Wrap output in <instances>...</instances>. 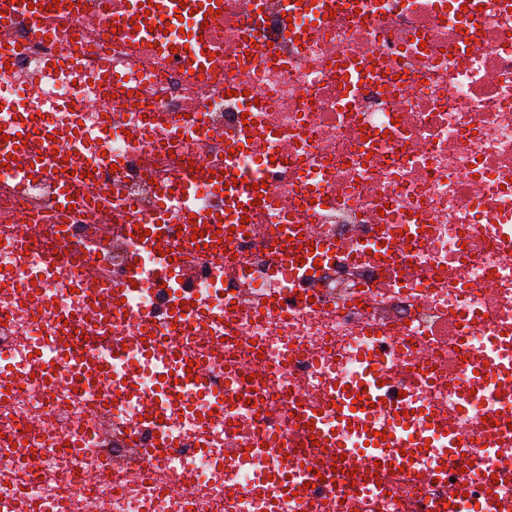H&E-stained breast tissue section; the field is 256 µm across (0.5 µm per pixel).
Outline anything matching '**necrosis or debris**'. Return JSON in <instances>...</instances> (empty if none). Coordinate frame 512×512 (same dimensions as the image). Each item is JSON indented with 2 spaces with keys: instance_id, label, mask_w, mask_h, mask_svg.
<instances>
[{
  "instance_id": "obj_1",
  "label": "necrosis or debris",
  "mask_w": 512,
  "mask_h": 512,
  "mask_svg": "<svg viewBox=\"0 0 512 512\" xmlns=\"http://www.w3.org/2000/svg\"><path fill=\"white\" fill-rule=\"evenodd\" d=\"M127 3L79 0L0 27V45L28 44L0 66V128L76 127L88 172L74 186L82 208L59 225L57 178L20 187L0 170V364L12 369L0 447L33 456L0 468V512H269L251 487L280 453L326 462L296 409L320 412L359 447L357 426L323 398L348 396L368 370L403 413L377 412V427L409 442L440 414L453 439H427L395 475L361 456L337 463L308 501L283 497L278 512H432L453 481L511 470L512 428L500 416L512 412L501 389L512 378V0H224L203 34L201 72L160 46L179 19L165 18L153 45L113 32ZM217 169L260 176L264 200L241 212L213 181ZM186 173L197 180L190 193ZM114 181L121 196L97 206ZM162 185L171 252L190 208L223 212L233 242L223 259L197 255L189 273L164 279L157 256L143 255L126 310L98 325L78 279L103 268L128 280L130 245L108 227L127 199L153 223ZM304 235L318 245L299 261L291 253ZM63 238L68 252L45 266ZM89 240L100 258L82 253ZM270 296L278 307L259 310ZM183 301L203 324L175 323ZM141 328L166 351L211 355L212 380L237 371L262 397L229 401L205 427L209 399L190 394L167 421L171 456L147 470L138 450L154 426L143 416L163 393L164 364L133 345L112 355L114 340ZM68 338L109 364L123 394L74 390L58 351ZM246 447L266 453L226 460Z\"/></svg>"
}]
</instances>
